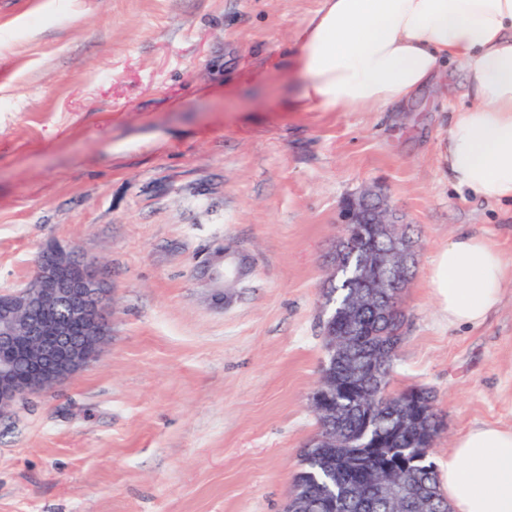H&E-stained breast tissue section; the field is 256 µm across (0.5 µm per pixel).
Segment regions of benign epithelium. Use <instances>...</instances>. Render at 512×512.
Wrapping results in <instances>:
<instances>
[{"mask_svg": "<svg viewBox=\"0 0 512 512\" xmlns=\"http://www.w3.org/2000/svg\"><path fill=\"white\" fill-rule=\"evenodd\" d=\"M387 241V249L360 250L359 283L362 294L378 302L390 314L405 315L401 298L417 262L416 245L407 239L399 217L387 197L368 188L347 201L342 231L335 245L334 268L344 254L360 240ZM230 252L217 248L202 274L214 286L216 295L227 298L224 280L230 273L239 279L242 266L230 267ZM328 289H323L322 327L327 361L336 353L349 357L353 350L336 346V335L328 317ZM112 288L99 264L77 251L54 244L41 252L31 279L9 298L0 299V416L9 415L30 395L85 369L98 355L109 333ZM403 416L425 414L435 409L434 401L403 399ZM316 414L331 421L338 411L336 383L327 380L311 396ZM309 448H334L336 437L319 424ZM377 497L394 502L400 509L413 507L410 485L386 471L373 484Z\"/></svg>", "mask_w": 512, "mask_h": 512, "instance_id": "1", "label": "benign epithelium"}]
</instances>
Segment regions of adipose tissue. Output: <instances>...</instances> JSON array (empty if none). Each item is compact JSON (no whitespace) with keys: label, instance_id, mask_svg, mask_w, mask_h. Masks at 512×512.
<instances>
[{"label":"adipose tissue","instance_id":"adipose-tissue-1","mask_svg":"<svg viewBox=\"0 0 512 512\" xmlns=\"http://www.w3.org/2000/svg\"><path fill=\"white\" fill-rule=\"evenodd\" d=\"M468 107L452 112L440 164L454 189L512 203V0H321L298 36L295 112L403 107L449 65ZM507 260L483 232L457 234L429 286L450 326L481 325L501 301ZM449 512H512V427L463 432L440 477Z\"/></svg>","mask_w":512,"mask_h":512}]
</instances>
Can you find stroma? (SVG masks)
<instances>
[{
	"mask_svg": "<svg viewBox=\"0 0 512 512\" xmlns=\"http://www.w3.org/2000/svg\"><path fill=\"white\" fill-rule=\"evenodd\" d=\"M320 0H0V293L50 243L100 262L99 356L0 419V512H283L324 359L321 288L348 199L379 187L419 245L392 387L435 396L444 468L512 427V273L449 326L428 286L449 237L512 260V206L453 189L438 148L450 67L410 107L290 112ZM247 274L215 298L209 247Z\"/></svg>",
	"mask_w": 512,
	"mask_h": 512,
	"instance_id": "1",
	"label": "stroma"
}]
</instances>
